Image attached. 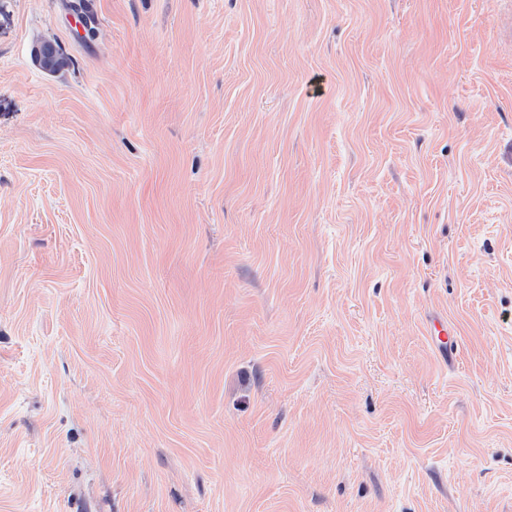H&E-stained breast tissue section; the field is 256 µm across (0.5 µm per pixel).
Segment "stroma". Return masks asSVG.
I'll return each instance as SVG.
<instances>
[{
  "mask_svg": "<svg viewBox=\"0 0 512 512\" xmlns=\"http://www.w3.org/2000/svg\"><path fill=\"white\" fill-rule=\"evenodd\" d=\"M65 3L0 0V512H512V0ZM33 56L42 70L52 74L60 71L66 64L57 47L51 42H43L35 46ZM428 330L430 336H433V340L438 351L446 356L448 350H450L453 345V339L450 331L448 330V322L442 318H434L429 323Z\"/></svg>",
  "mask_w": 512,
  "mask_h": 512,
  "instance_id": "stroma-1",
  "label": "stroma"
}]
</instances>
